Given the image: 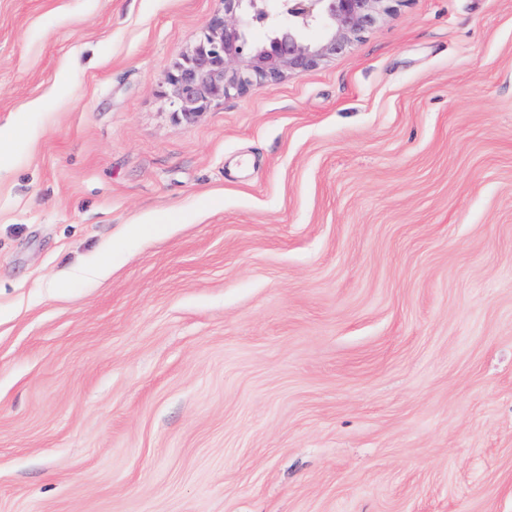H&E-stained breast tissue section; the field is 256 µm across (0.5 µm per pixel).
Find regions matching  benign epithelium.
I'll return each instance as SVG.
<instances>
[{
  "instance_id": "1",
  "label": "benign epithelium",
  "mask_w": 512,
  "mask_h": 512,
  "mask_svg": "<svg viewBox=\"0 0 512 512\" xmlns=\"http://www.w3.org/2000/svg\"><path fill=\"white\" fill-rule=\"evenodd\" d=\"M398 0H224L193 47L166 74L169 106L194 122L254 82L301 76L346 53ZM267 35L254 36L256 28Z\"/></svg>"
}]
</instances>
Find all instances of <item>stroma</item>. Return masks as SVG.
I'll return each mask as SVG.
<instances>
[{"label": "stroma", "instance_id": "35a3bbf8", "mask_svg": "<svg viewBox=\"0 0 512 512\" xmlns=\"http://www.w3.org/2000/svg\"><path fill=\"white\" fill-rule=\"evenodd\" d=\"M222 8L0 0V512H512V0L187 124Z\"/></svg>", "mask_w": 512, "mask_h": 512}]
</instances>
